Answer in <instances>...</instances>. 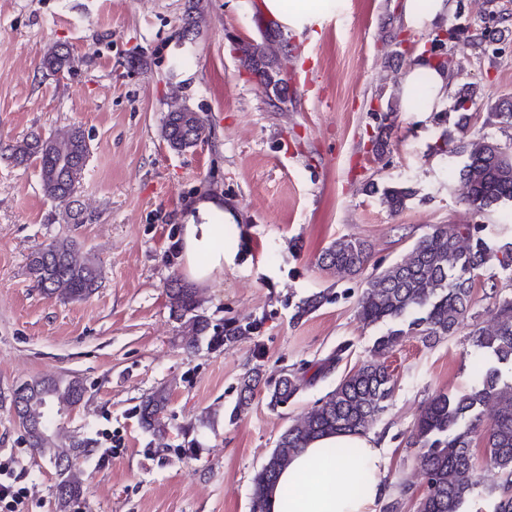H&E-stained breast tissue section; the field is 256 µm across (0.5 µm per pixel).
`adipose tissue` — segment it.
Wrapping results in <instances>:
<instances>
[{"label": "adipose tissue", "instance_id": "ef3b65f1", "mask_svg": "<svg viewBox=\"0 0 512 512\" xmlns=\"http://www.w3.org/2000/svg\"><path fill=\"white\" fill-rule=\"evenodd\" d=\"M448 75L427 59L414 62L395 90L407 111L428 113L447 101ZM219 207L200 200L185 218L181 236L182 269L200 285L224 273L219 225L210 221ZM357 449L347 457L345 449ZM386 459L374 434H330L312 441L296 454L267 494V512H376L384 492Z\"/></svg>", "mask_w": 512, "mask_h": 512}]
</instances>
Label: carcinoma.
<instances>
[{
	"label": "carcinoma",
	"mask_w": 512,
	"mask_h": 512,
	"mask_svg": "<svg viewBox=\"0 0 512 512\" xmlns=\"http://www.w3.org/2000/svg\"><path fill=\"white\" fill-rule=\"evenodd\" d=\"M512 35L509 28L484 29L466 37L468 46L481 47L483 41L503 42ZM241 63L260 79L261 85L286 93L287 71L280 61L288 57V45L277 24L265 28L260 42H237ZM43 68L59 74L71 65L68 54L51 48L42 61ZM480 87L462 85L456 95L454 109L461 112L459 143L448 147L443 138L436 150L451 158L450 172L457 175L465 189L463 202L474 213L482 215L506 204L512 205V145L503 144L488 133L467 137L470 120L467 105H476ZM497 124L512 127V99L503 98L487 114L485 126ZM205 132L200 116L193 112H169L162 126V137L168 145L181 151L192 147ZM89 154L84 133L71 128L64 133L43 138L33 134L13 146L10 158L23 164L35 156L39 160V178L44 194L60 202L70 198L80 185ZM412 196L410 189L386 186L382 198L396 213ZM476 227L469 224L448 227L439 225L421 237L407 259L371 276L359 299L358 315L367 326L388 324L387 332L376 339L374 356L384 357L406 336H419L423 341L450 336L468 318L472 295L482 270L491 258L504 269L512 267V241L500 243L474 237ZM369 260L367 244L358 239L340 238L332 242L318 257L325 270L356 274ZM27 271L35 286L49 298L82 301L99 287V268L95 255L83 251L69 238L54 240L34 250L28 257ZM170 311L179 321L185 349L192 350L203 340L226 348L240 338L259 331V324L232 323L220 333H210L211 323L199 311L200 301L194 289L177 278L166 288ZM324 292H315L295 305L300 319L328 302ZM494 327H479L472 332L478 362L476 379L470 391L448 396L438 394L428 400L414 426L413 444L418 447V461L426 480V490L418 503V512H463V504L473 495L475 462L471 453L473 437L482 432L487 463L497 470L499 482L487 490L496 498L493 512H512V382L501 384V370L487 365L482 354H492L499 363L512 365V297L498 301L493 312ZM339 352L315 363L316 372L306 377L285 371L267 384L268 404L272 408L288 403L316 379L326 376L336 365ZM260 372L245 376L239 397L231 412L243 413L260 384ZM17 391L34 400L33 414L43 417L47 428L36 434L24 430L26 442L42 457L67 463L64 473L57 475L55 491L59 512H68L71 504L84 495L79 458L90 452V441H66L57 431L58 412L73 411L84 401L85 386L78 377L34 380L22 384ZM394 391V379L387 366L367 361L346 375L317 407L305 417L289 425L279 436L275 448L253 479L252 512H265L266 490L275 485L280 472L288 466L300 449L313 439L331 432L363 433L385 411ZM493 401L497 411L486 426H481L479 406ZM166 390L157 389L141 401L142 425L153 436L163 438L168 432L162 421L167 406Z\"/></svg>",
	"instance_id": "1"
}]
</instances>
